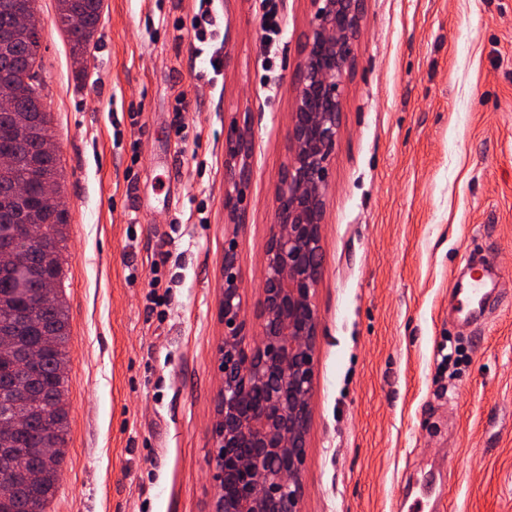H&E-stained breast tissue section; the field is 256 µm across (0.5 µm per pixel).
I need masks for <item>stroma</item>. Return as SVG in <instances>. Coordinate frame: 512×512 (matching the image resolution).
<instances>
[{"instance_id": "35a3bbf8", "label": "stroma", "mask_w": 512, "mask_h": 512, "mask_svg": "<svg viewBox=\"0 0 512 512\" xmlns=\"http://www.w3.org/2000/svg\"><path fill=\"white\" fill-rule=\"evenodd\" d=\"M37 7L69 323L67 447L44 512H209L224 248L253 347L310 2L279 0L287 28L269 42L262 0H214L213 84L197 76V0H103L82 66L56 0ZM354 55L298 510L512 512V282L469 328L450 296L471 254L512 279V0H364ZM242 121L237 224L224 136Z\"/></svg>"}]
</instances>
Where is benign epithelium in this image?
<instances>
[{"label": "benign epithelium", "instance_id": "1", "mask_svg": "<svg viewBox=\"0 0 512 512\" xmlns=\"http://www.w3.org/2000/svg\"><path fill=\"white\" fill-rule=\"evenodd\" d=\"M313 13L296 72L288 159L274 192L266 247L260 341L246 344L234 243L224 248L218 345L222 386L212 423L209 466L218 493L212 512H298L301 467L314 391L316 291L328 165L339 137L342 103L354 63L363 0H310ZM229 178L225 207L242 223V185L251 173L245 129L224 139Z\"/></svg>", "mask_w": 512, "mask_h": 512}]
</instances>
